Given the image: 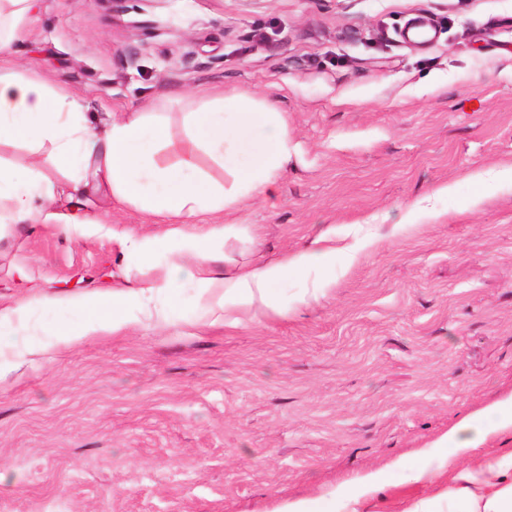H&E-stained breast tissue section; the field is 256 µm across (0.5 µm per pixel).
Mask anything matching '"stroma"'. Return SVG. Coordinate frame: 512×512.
I'll return each mask as SVG.
<instances>
[{"instance_id": "obj_1", "label": "stroma", "mask_w": 512, "mask_h": 512, "mask_svg": "<svg viewBox=\"0 0 512 512\" xmlns=\"http://www.w3.org/2000/svg\"><path fill=\"white\" fill-rule=\"evenodd\" d=\"M421 16L433 41L403 39ZM7 63L102 121L164 106L178 138L213 92L278 106L291 158L274 195L225 213L242 234L214 271L328 231L374 244L289 273L246 326L197 327L185 284L168 324L135 313L62 350L70 308L35 299L153 283L165 257L130 241L163 225L89 190L77 223L0 228V312L28 308L0 341L29 347L0 372V512H281L383 469L360 512L433 496L408 454L512 392V179L484 196L473 178L512 165V0H40ZM439 185V219L402 226Z\"/></svg>"}]
</instances>
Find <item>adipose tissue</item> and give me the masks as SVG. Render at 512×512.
<instances>
[{"label":"adipose tissue","instance_id":"adipose-tissue-1","mask_svg":"<svg viewBox=\"0 0 512 512\" xmlns=\"http://www.w3.org/2000/svg\"><path fill=\"white\" fill-rule=\"evenodd\" d=\"M36 11L37 0H0V58L12 54ZM183 126L186 142L171 161L165 148L172 132L158 113L130 112L98 130L66 89L0 67V142L33 149L50 144L51 161L67 169L71 179L116 203L134 206L150 222L167 227L163 234L131 242L143 262L169 257L160 281L136 289L116 288L93 298H43V305L69 307L77 317L76 322L55 327L56 346L70 347L90 336L128 328V309L133 305L147 321L168 323L184 281L197 288L202 318L220 313L225 325L236 326L242 315L274 307L273 291L288 271L335 268L336 236L329 232L279 264L214 273V238L236 235L237 225H220L206 236L188 234L184 227L198 223L200 216L235 210L252 196L272 194L292 151L288 123L270 101L223 92L184 113ZM203 155L223 168V181L201 170ZM69 197L41 164L19 170L0 165V227L73 223V216L58 209ZM510 429L512 394L474 412L439 439V447L447 451L446 462L455 471L445 493L448 512H512V453L485 456L474 467L457 465L490 436ZM387 482L386 474L374 473L344 504L322 496L288 503L284 512H357L360 496Z\"/></svg>","mask_w":512,"mask_h":512}]
</instances>
